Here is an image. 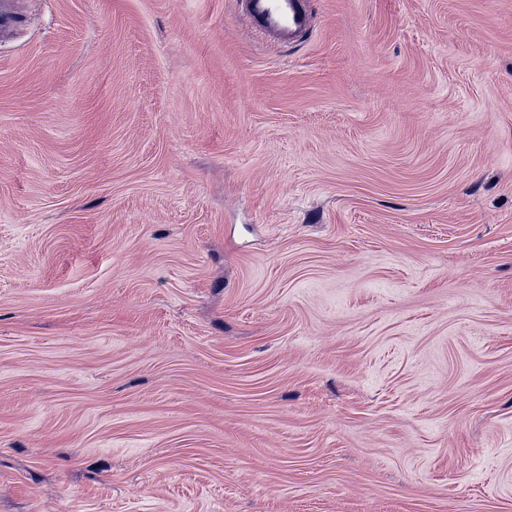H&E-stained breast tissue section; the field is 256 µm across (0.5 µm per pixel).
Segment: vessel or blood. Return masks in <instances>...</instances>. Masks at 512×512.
Instances as JSON below:
<instances>
[{"label": "vessel or blood", "mask_w": 512, "mask_h": 512, "mask_svg": "<svg viewBox=\"0 0 512 512\" xmlns=\"http://www.w3.org/2000/svg\"><path fill=\"white\" fill-rule=\"evenodd\" d=\"M241 5L252 28L275 42L291 44L310 29L308 0H241Z\"/></svg>", "instance_id": "b4317fda"}]
</instances>
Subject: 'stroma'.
<instances>
[{"label":"stroma","mask_w":512,"mask_h":512,"mask_svg":"<svg viewBox=\"0 0 512 512\" xmlns=\"http://www.w3.org/2000/svg\"><path fill=\"white\" fill-rule=\"evenodd\" d=\"M15 0L0 512H512V0ZM241 5L255 31L283 45L297 41L310 30L308 0H242Z\"/></svg>","instance_id":"35a3bbf8"}]
</instances>
